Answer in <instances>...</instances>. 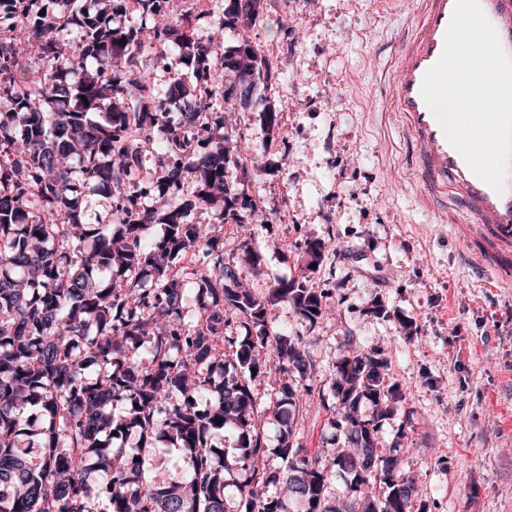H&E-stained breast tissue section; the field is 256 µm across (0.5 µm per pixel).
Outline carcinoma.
<instances>
[{"mask_svg": "<svg viewBox=\"0 0 512 512\" xmlns=\"http://www.w3.org/2000/svg\"><path fill=\"white\" fill-rule=\"evenodd\" d=\"M140 2L141 18L120 25L127 0H0V512H342L325 497L338 470L364 489L360 512H408L417 485L397 472L400 444H361L360 402L381 417L398 400L385 361L364 349L332 377L330 423L354 454L320 461L295 444L302 394L286 379L273 411L280 444L265 447L251 383L272 360L301 379L313 366L273 310L289 302L314 322L324 307L295 279L265 294L245 287L213 225L186 221L218 203L216 223H242L226 193L243 155L224 135L222 73L250 91L265 62L244 38L224 62L216 34L257 0H234L231 21ZM61 19L80 32L66 56ZM148 41L176 46L163 98ZM115 59L118 80L104 67ZM92 62L102 67L91 77ZM166 100L191 121H174ZM90 183L103 189L102 217L85 204ZM164 444L184 455L178 478L160 476Z\"/></svg>", "mask_w": 512, "mask_h": 512, "instance_id": "1", "label": "carcinoma"}]
</instances>
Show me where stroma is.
<instances>
[{"label": "stroma", "instance_id": "stroma-1", "mask_svg": "<svg viewBox=\"0 0 512 512\" xmlns=\"http://www.w3.org/2000/svg\"><path fill=\"white\" fill-rule=\"evenodd\" d=\"M413 0H261L248 35L270 70L250 108L232 105L231 139L255 148L256 171L229 169L251 202L255 265L243 228L218 226L240 281L266 291L303 279L329 313L309 322L288 303L273 313L304 336L315 364L295 416L313 457L345 444L329 417L334 366L351 345L379 351L402 399L375 422L401 443L398 470L418 485L410 512H512V286L476 270L450 225L432 223L405 178L407 149L388 119L391 46L410 31ZM276 115L267 127L264 115ZM324 245L316 271L308 243Z\"/></svg>", "mask_w": 512, "mask_h": 512}]
</instances>
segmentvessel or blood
Returning <instances> with one entry per match:
<instances>
[{
    "label": "vessel or blood",
    "instance_id": "1",
    "mask_svg": "<svg viewBox=\"0 0 512 512\" xmlns=\"http://www.w3.org/2000/svg\"><path fill=\"white\" fill-rule=\"evenodd\" d=\"M504 53L512 58V0H479ZM455 0H417L415 34L398 42L389 109L410 148L412 181L422 206L453 201L460 211L455 236L470 260L512 280V161L501 189L475 175L450 144L421 88L441 56Z\"/></svg>",
    "mask_w": 512,
    "mask_h": 512
}]
</instances>
